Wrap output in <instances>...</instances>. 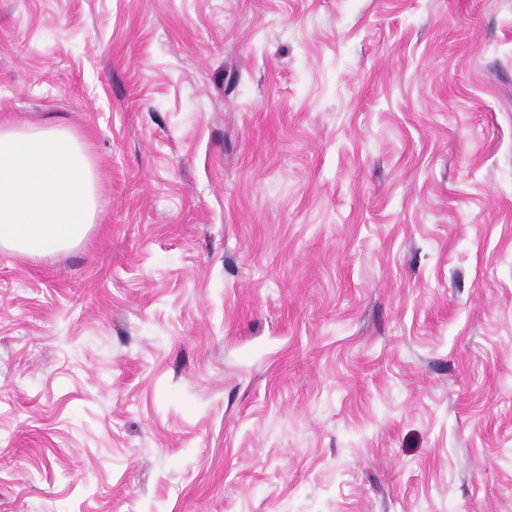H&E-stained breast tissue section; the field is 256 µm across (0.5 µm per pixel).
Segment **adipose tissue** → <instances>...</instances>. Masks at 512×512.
<instances>
[{
    "mask_svg": "<svg viewBox=\"0 0 512 512\" xmlns=\"http://www.w3.org/2000/svg\"><path fill=\"white\" fill-rule=\"evenodd\" d=\"M96 214L93 168L68 128H0L1 250L46 256L71 249Z\"/></svg>",
    "mask_w": 512,
    "mask_h": 512,
    "instance_id": "adipose-tissue-1",
    "label": "adipose tissue"
}]
</instances>
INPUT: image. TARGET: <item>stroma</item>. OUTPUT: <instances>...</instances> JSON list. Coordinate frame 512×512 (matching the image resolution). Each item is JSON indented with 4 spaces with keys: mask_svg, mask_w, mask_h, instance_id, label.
Instances as JSON below:
<instances>
[{
    "mask_svg": "<svg viewBox=\"0 0 512 512\" xmlns=\"http://www.w3.org/2000/svg\"><path fill=\"white\" fill-rule=\"evenodd\" d=\"M98 214L0 251V512H512V0H0V124Z\"/></svg>",
    "mask_w": 512,
    "mask_h": 512,
    "instance_id": "obj_1",
    "label": "stroma"
}]
</instances>
